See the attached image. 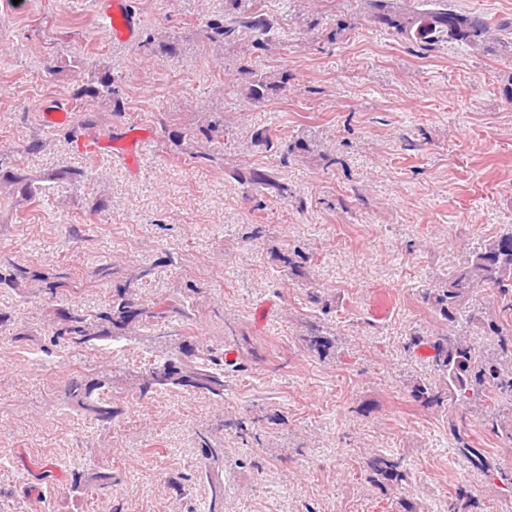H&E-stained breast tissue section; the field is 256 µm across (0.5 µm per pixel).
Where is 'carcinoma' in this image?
I'll list each match as a JSON object with an SVG mask.
<instances>
[{"label": "carcinoma", "mask_w": 512, "mask_h": 512, "mask_svg": "<svg viewBox=\"0 0 512 512\" xmlns=\"http://www.w3.org/2000/svg\"><path fill=\"white\" fill-rule=\"evenodd\" d=\"M368 18L376 26L396 34L412 35L427 50L442 42H458L479 46L492 32L512 34V20L493 26L483 17L456 10L450 0H432L428 9L403 11L393 0H366ZM233 12L228 19L207 22L208 40L223 47L241 39L248 31L253 36L254 47L260 48L269 41L272 22L258 6V0H230ZM72 66L85 72L87 80L73 93L75 102L87 97L114 104L120 109V93L112 74L101 72L92 63L81 58L72 60ZM250 75L249 96L256 102L266 100L274 92L286 87L288 76L275 80L253 68L245 69ZM111 132V123L101 117L83 120L70 126L66 135L70 139L82 134L94 136ZM224 136V113L206 112L198 121L180 128L171 143L179 147L184 142L195 143L198 149L191 154L196 161L215 162L224 146L217 137ZM53 177L37 176L16 164L5 166L0 161V194L12 207H24L38 200L45 192L44 183ZM251 190L262 196L271 193L288 197V186L277 181L269 172L255 170L249 178ZM147 275L141 271L115 288L105 311L96 315L94 323L90 314L79 307H72L60 315V322L52 325V336L81 350H98L101 343L120 337H129L140 327L148 328L167 315L161 302L145 304L134 293V282ZM34 279L43 283L47 293L54 294L69 284L59 274H35L24 269L8 279L15 284ZM482 292L495 297L501 319L486 315L484 308L473 305V298ZM425 299L433 303L435 312L445 321L447 331L436 336L415 334L409 338L407 348L427 349L431 376L414 383L413 397L425 406H440L446 402L454 406L448 415V425L458 442L459 456L469 466L488 480L506 479L499 458L468 439L467 418L481 410L483 429L512 444V409L497 407V399L512 400V231L485 238L468 249L463 260L442 279L439 286L425 292ZM309 349L321 354L330 345L323 327L315 322L308 324L304 338ZM183 357L164 356L137 375L140 393L145 396L158 389L178 388L186 391L208 393L224 398V365L213 355V350L182 351ZM112 374L103 372L95 378L81 376L68 381L61 390V397L90 413L102 424H109L117 415L110 395ZM370 478L379 484L408 485L410 471L391 454H378L366 462ZM467 512L480 508V503L466 490L455 492L448 512H460L459 503Z\"/></svg>", "instance_id": "1"}]
</instances>
